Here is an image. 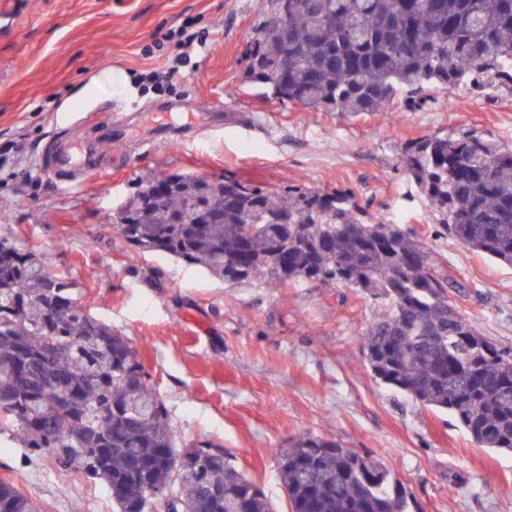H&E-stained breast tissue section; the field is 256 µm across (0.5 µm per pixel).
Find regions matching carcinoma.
Segmentation results:
<instances>
[{
  "mask_svg": "<svg viewBox=\"0 0 512 512\" xmlns=\"http://www.w3.org/2000/svg\"><path fill=\"white\" fill-rule=\"evenodd\" d=\"M247 73L284 104L323 112L422 108L431 89L512 91V0H259ZM403 160L437 224L512 266V150L474 134L421 137ZM134 249L266 284L334 281L386 305L362 337L370 371L512 451V351L451 312L424 246L349 189L260 187L195 173L141 182L112 214ZM72 278L0 239V429L57 472L103 481L119 512H276L210 440L186 444L127 339L82 308ZM57 351L46 354L47 341ZM289 512H413L393 466L312 433L276 449ZM0 482V512H38Z\"/></svg>",
  "mask_w": 512,
  "mask_h": 512,
  "instance_id": "1",
  "label": "carcinoma"
}]
</instances>
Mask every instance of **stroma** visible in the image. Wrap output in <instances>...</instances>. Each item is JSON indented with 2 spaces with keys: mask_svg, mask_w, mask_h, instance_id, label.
Returning <instances> with one entry per match:
<instances>
[{
  "mask_svg": "<svg viewBox=\"0 0 512 512\" xmlns=\"http://www.w3.org/2000/svg\"><path fill=\"white\" fill-rule=\"evenodd\" d=\"M264 19L258 0H0V239L25 244L79 284L81 307L135 348L179 439L223 444L233 463L288 512L275 449L303 433L370 451L393 464L418 512H512V452L472 442L448 412L417 405L376 380L362 334L382 312L356 289L309 280L272 288L229 282L200 267L134 250L110 215L145 177L192 172L266 187L352 189L377 218L404 225L448 280L456 310L512 350V266L444 235L406 173L401 149L424 136L471 132L512 149V93L491 102L435 91L397 117L288 107L246 74L244 55ZM205 35L181 78L139 86L162 65L156 42L182 27ZM114 100L140 122L124 163L77 187L44 169L61 135L100 134L83 123ZM224 105V130L195 143L157 134L172 105ZM0 480L41 512H117L104 483L59 480L0 432Z\"/></svg>",
  "mask_w": 512,
  "mask_h": 512,
  "instance_id": "35a3bbf8",
  "label": "stroma"
}]
</instances>
